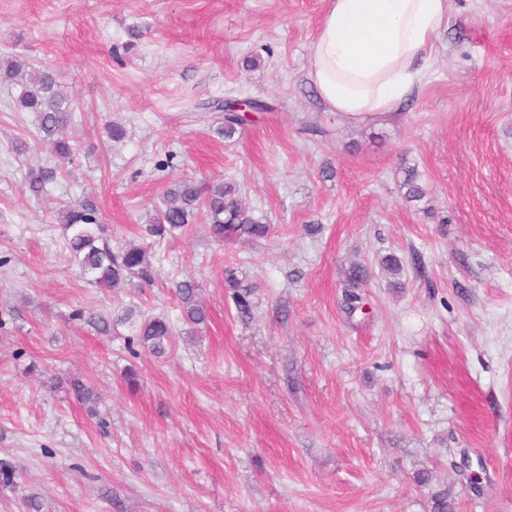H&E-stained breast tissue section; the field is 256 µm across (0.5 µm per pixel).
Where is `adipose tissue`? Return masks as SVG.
Returning <instances> with one entry per match:
<instances>
[{
	"label": "adipose tissue",
	"mask_w": 512,
	"mask_h": 512,
	"mask_svg": "<svg viewBox=\"0 0 512 512\" xmlns=\"http://www.w3.org/2000/svg\"><path fill=\"white\" fill-rule=\"evenodd\" d=\"M447 22L448 0H329L309 80L330 111H400L423 83L425 53Z\"/></svg>",
	"instance_id": "ef3b65f1"
}]
</instances>
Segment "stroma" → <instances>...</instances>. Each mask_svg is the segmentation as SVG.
Masks as SVG:
<instances>
[{
  "instance_id": "stroma-1",
  "label": "stroma",
  "mask_w": 512,
  "mask_h": 512,
  "mask_svg": "<svg viewBox=\"0 0 512 512\" xmlns=\"http://www.w3.org/2000/svg\"><path fill=\"white\" fill-rule=\"evenodd\" d=\"M327 6L0 0V56L60 70L80 111L64 163L0 85V309L15 312L0 328V459L42 512H434L441 498L512 512V0H450L418 95L378 121L328 111L307 79ZM243 98L272 109L218 137L207 104ZM406 167L421 200L404 197ZM41 168L54 177L35 195ZM186 177L240 184L271 234L222 245L199 223L142 239ZM87 194L113 248L147 243L153 285L108 290L71 263L55 212ZM414 251L422 271L382 270ZM355 264L371 277L350 315ZM182 280L208 313L190 336ZM127 308L174 323L172 348L71 318ZM74 376L96 417L43 386ZM234 268H227L225 270V282L228 288L232 289V300L235 306L237 315L241 319L252 318V302L249 299L252 290L248 286H242V282L237 278Z\"/></svg>"
}]
</instances>
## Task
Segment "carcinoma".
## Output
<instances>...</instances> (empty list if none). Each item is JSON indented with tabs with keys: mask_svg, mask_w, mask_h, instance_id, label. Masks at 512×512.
<instances>
[{
	"mask_svg": "<svg viewBox=\"0 0 512 512\" xmlns=\"http://www.w3.org/2000/svg\"><path fill=\"white\" fill-rule=\"evenodd\" d=\"M0 82L19 87V94L13 100L18 112H32L37 121V138L49 147L52 155L65 161L71 158L73 146L65 137V131L76 120V108L66 95L61 75L50 68L25 69V65L6 59L0 62ZM241 116L231 111V103H225L224 124L215 133L231 139L242 126ZM402 185L407 197L419 199L424 191L418 184V174L413 168L404 169ZM202 214L208 224L209 235L217 243L226 240H260L268 236L270 226L255 217L246 204L240 186L233 181L213 180L200 185L192 179H183L170 185L165 191V206L149 217L144 232L150 238L166 239L186 233L194 224L197 215ZM57 221L62 224L67 237L71 260L91 275L92 283L104 288H116L134 279L143 284L154 283V268L147 259L146 250L134 243L113 250L106 225L103 224L98 203L94 196L86 195L75 204L64 203L57 209ZM417 268L421 256L412 253L408 261L395 255L385 259L390 274L399 276L404 264ZM225 282L232 289V300L241 319L252 318V290L242 285L235 269L225 270ZM175 295L180 302L182 321L199 326L207 320V310L198 299L197 285L191 281L176 284ZM72 317L93 328L97 333L108 336L114 322L108 315L76 310ZM121 321L133 328L131 344H138L153 354H163L173 343L174 329L163 317H151L137 321L129 311ZM74 398L88 406L95 414L97 396L93 388L81 377L74 376L67 381ZM0 489H19V473L11 462L0 460Z\"/></svg>",
	"mask_w": 512,
	"mask_h": 512,
	"instance_id": "obj_1",
	"label": "carcinoma"
}]
</instances>
